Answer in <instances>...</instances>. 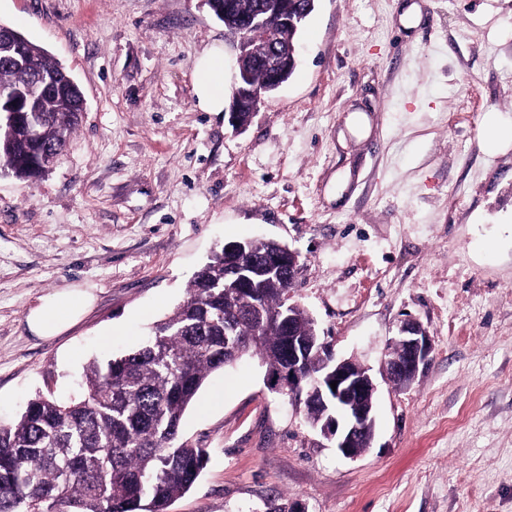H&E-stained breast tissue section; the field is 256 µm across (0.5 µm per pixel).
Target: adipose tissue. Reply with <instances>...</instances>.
Masks as SVG:
<instances>
[{"label": "adipose tissue", "mask_w": 512, "mask_h": 512, "mask_svg": "<svg viewBox=\"0 0 512 512\" xmlns=\"http://www.w3.org/2000/svg\"><path fill=\"white\" fill-rule=\"evenodd\" d=\"M226 78L224 47L220 44L212 45L194 63L193 91L196 105L201 111L215 114L223 112ZM90 302V295L77 288L54 293L29 311L27 326L35 336H56L70 323L78 320Z\"/></svg>", "instance_id": "adipose-tissue-1"}]
</instances>
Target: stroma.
I'll return each instance as SVG.
<instances>
[{"label":"stroma","instance_id":"stroma-1","mask_svg":"<svg viewBox=\"0 0 512 512\" xmlns=\"http://www.w3.org/2000/svg\"><path fill=\"white\" fill-rule=\"evenodd\" d=\"M0 22L84 96L38 178L0 173V424L138 347L214 250L263 237L300 253L294 301L374 377L372 446L343 457L246 356L183 417L209 459L169 512H512V145L484 138L488 115L512 127V0H316L241 131L195 105L196 58L233 42L206 0H0ZM66 288L91 309L33 336L29 309ZM409 318L432 353L397 391L382 366Z\"/></svg>","mask_w":512,"mask_h":512}]
</instances>
